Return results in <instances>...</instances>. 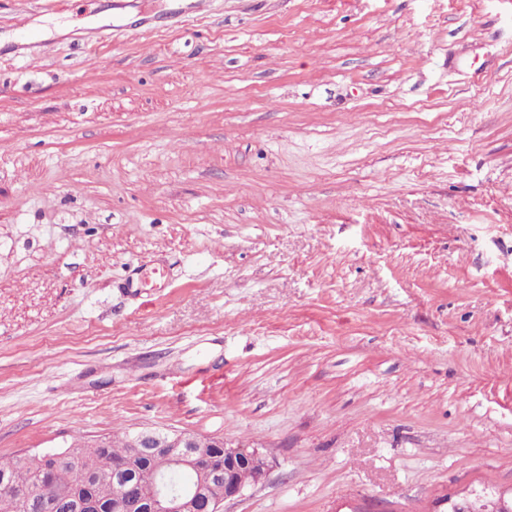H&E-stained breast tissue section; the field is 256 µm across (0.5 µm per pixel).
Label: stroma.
<instances>
[{"label": "stroma", "mask_w": 512, "mask_h": 512, "mask_svg": "<svg viewBox=\"0 0 512 512\" xmlns=\"http://www.w3.org/2000/svg\"><path fill=\"white\" fill-rule=\"evenodd\" d=\"M0 0V457L259 449L223 512L512 493V0Z\"/></svg>", "instance_id": "obj_1"}]
</instances>
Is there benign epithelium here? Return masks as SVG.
<instances>
[{"instance_id": "1", "label": "benign epithelium", "mask_w": 512, "mask_h": 512, "mask_svg": "<svg viewBox=\"0 0 512 512\" xmlns=\"http://www.w3.org/2000/svg\"><path fill=\"white\" fill-rule=\"evenodd\" d=\"M132 447L137 449L139 456L157 464L159 479L151 491L141 492L129 481L128 465L114 462L110 467L90 469L75 459L77 486L104 477L124 485L125 493L117 504L120 512H222V504L241 495L246 487L240 479L242 470L252 471L253 485L262 483L269 471L258 449L232 446L222 438L209 439V447L222 449L224 465L204 467L200 438L185 431L137 430ZM182 467L195 469L197 479L188 486L177 487L171 483L169 475ZM36 503L38 512H92L94 508L76 491L64 497L45 494Z\"/></svg>"}]
</instances>
